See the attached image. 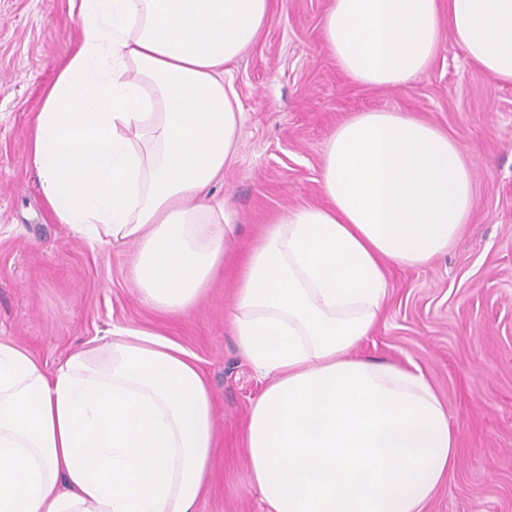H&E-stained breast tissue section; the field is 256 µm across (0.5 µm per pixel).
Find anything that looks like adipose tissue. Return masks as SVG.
<instances>
[{"instance_id":"ef3b65f1","label":"adipose tissue","mask_w":512,"mask_h":512,"mask_svg":"<svg viewBox=\"0 0 512 512\" xmlns=\"http://www.w3.org/2000/svg\"><path fill=\"white\" fill-rule=\"evenodd\" d=\"M80 39L37 113L29 159L60 223L135 243L136 286L190 307L237 225L208 192L239 150L224 67L275 0H70ZM512 82V0H332L339 68L398 87L441 28ZM328 206L288 211L246 257L232 319L266 385L245 427L268 512H427L456 462L448 411L417 365L355 357L387 297L386 267L447 251L475 208L457 144L400 112H361L328 139ZM214 407L193 357L119 329L53 368L0 342V512H195Z\"/></svg>"}]
</instances>
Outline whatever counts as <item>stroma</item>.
Segmentation results:
<instances>
[{
	"mask_svg": "<svg viewBox=\"0 0 512 512\" xmlns=\"http://www.w3.org/2000/svg\"><path fill=\"white\" fill-rule=\"evenodd\" d=\"M331 0H277L257 43L230 63L241 147L210 187L239 226L205 292L183 313L141 299L135 245L90 243L59 223L29 162L33 116L80 31L68 0H0V341L54 367L112 329L159 333L196 358L215 445L196 512H266L243 428L263 382L231 319L246 251L288 210L327 205L325 145L359 112H405L456 141L475 209L426 265L387 269L388 295L358 357L419 365L458 435L455 468L428 512H512V84L468 59L449 32L427 71L398 87L353 81L323 37Z\"/></svg>",
	"mask_w": 512,
	"mask_h": 512,
	"instance_id": "obj_1",
	"label": "stroma"
}]
</instances>
